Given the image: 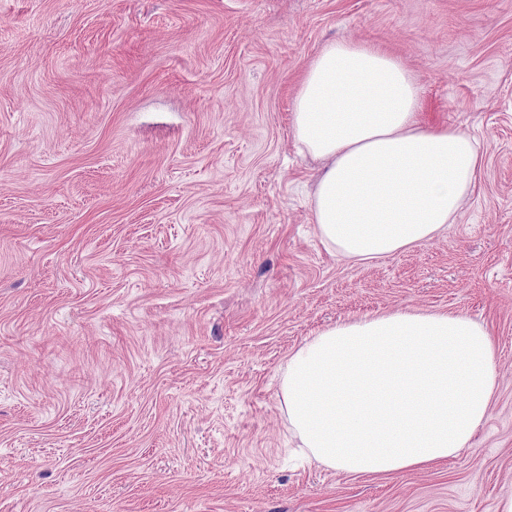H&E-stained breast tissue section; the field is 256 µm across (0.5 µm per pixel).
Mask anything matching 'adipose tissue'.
<instances>
[{
  "instance_id": "obj_1",
  "label": "adipose tissue",
  "mask_w": 512,
  "mask_h": 512,
  "mask_svg": "<svg viewBox=\"0 0 512 512\" xmlns=\"http://www.w3.org/2000/svg\"><path fill=\"white\" fill-rule=\"evenodd\" d=\"M393 54L348 38L303 73L291 125L326 167L311 200L323 245L373 262L454 223L482 162L478 139L419 121ZM490 333L462 314L397 310L319 331L289 357L282 404L308 462L352 473L425 469L468 447L498 385Z\"/></svg>"
}]
</instances>
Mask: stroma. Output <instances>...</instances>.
<instances>
[{
	"instance_id": "obj_1",
	"label": "stroma",
	"mask_w": 512,
	"mask_h": 512,
	"mask_svg": "<svg viewBox=\"0 0 512 512\" xmlns=\"http://www.w3.org/2000/svg\"><path fill=\"white\" fill-rule=\"evenodd\" d=\"M343 37L401 57L483 161L457 223L322 244L291 130ZM412 307L485 327L469 448L399 475L288 451L289 355ZM512 492V0H0V512H494Z\"/></svg>"
}]
</instances>
